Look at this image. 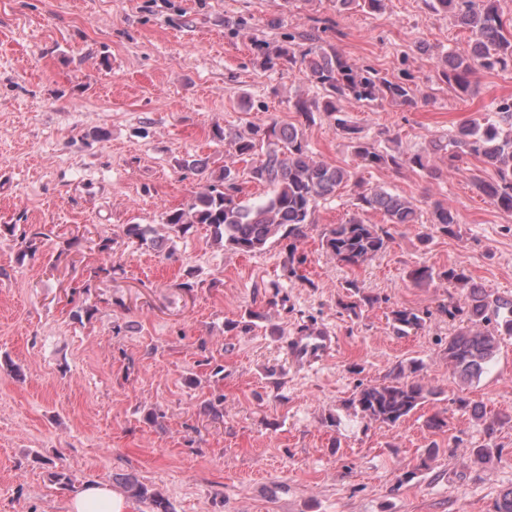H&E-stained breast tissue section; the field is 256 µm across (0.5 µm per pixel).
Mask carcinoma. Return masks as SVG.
<instances>
[{
    "label": "carcinoma",
    "instance_id": "1",
    "mask_svg": "<svg viewBox=\"0 0 512 512\" xmlns=\"http://www.w3.org/2000/svg\"><path fill=\"white\" fill-rule=\"evenodd\" d=\"M383 0H336L337 10L353 8L371 13L382 9ZM436 14L452 17L469 32L468 49L462 53L448 52L443 61L441 81L456 94L465 97L473 93L475 71L504 70L512 67V35L504 33L499 0H426ZM330 26L323 25L291 35L286 46L254 42V49L270 68L299 69L322 91V100L307 103L299 100L296 107L306 123L314 121V112H322L334 120L336 129L349 142L358 166L380 168L404 165L424 171L439 179L441 169L432 154L380 150L363 135V129L339 115L336 101L351 97L358 102L378 101L415 105L426 101L408 72L390 80L375 68L351 62L333 46L323 45V34ZM213 136L229 142L233 155L246 162L237 169L224 165L218 175L206 176L205 181L183 205L161 213V223L177 235H185L196 225L211 229L213 240L224 247L245 254L264 252L272 239H290L288 243V277H300L299 270L307 255L298 251V243L315 223L318 202L337 190L357 188V208L379 211L383 224H367L354 215L340 224H331L324 231L321 246L346 266L358 267L383 253L402 226L422 223L420 208L411 200L383 189L368 188L360 179L343 167L317 160L309 148L303 128L294 124L266 127L251 126L247 132H226L218 129ZM448 155V166L470 156L482 160L496 171L493 181L477 180L478 189L499 210L512 215V95L501 97L492 104L491 115L472 119L460 125L448 141L433 145V154ZM256 183L268 188L267 197L258 203L241 201V185ZM432 229L446 236L455 235L459 223L457 210L451 205L437 203L433 207ZM153 229L148 224H127L122 233L129 240L142 243ZM416 284L438 280L455 289L439 311L451 320H460L457 332L448 338V365L464 383L480 377L499 348V336L512 335V298L495 295L472 278L460 264L443 270L420 264L410 270ZM392 328L401 334L419 330L426 317L409 308L391 310ZM418 371L396 367L391 381L382 384H359L350 405L362 418L388 426H396L433 395L423 383L409 378ZM459 409L470 411L483 421L487 435H493L508 419L489 417L482 407L464 397H457ZM128 496L148 505L149 512H174L171 502L161 492L148 488L136 478L124 479Z\"/></svg>",
    "mask_w": 512,
    "mask_h": 512
}]
</instances>
